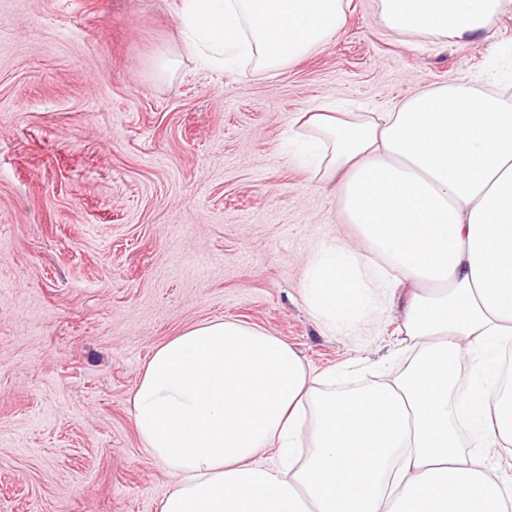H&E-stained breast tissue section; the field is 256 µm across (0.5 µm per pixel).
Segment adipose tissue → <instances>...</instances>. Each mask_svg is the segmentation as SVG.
Masks as SVG:
<instances>
[{
	"instance_id": "obj_1",
	"label": "adipose tissue",
	"mask_w": 512,
	"mask_h": 512,
	"mask_svg": "<svg viewBox=\"0 0 512 512\" xmlns=\"http://www.w3.org/2000/svg\"><path fill=\"white\" fill-rule=\"evenodd\" d=\"M398 36L466 41L512 0H376ZM345 0H182L184 41L208 63L277 69L339 31ZM311 150L344 172L339 201L372 252L315 249L304 293L328 325L369 323L408 289L415 355L397 377L338 394L283 339L207 320L156 347L133 398L136 433L170 473L161 512H512L483 453L512 446V101L458 82L373 116L308 112ZM478 451H464L458 420ZM280 463H258L265 449Z\"/></svg>"
}]
</instances>
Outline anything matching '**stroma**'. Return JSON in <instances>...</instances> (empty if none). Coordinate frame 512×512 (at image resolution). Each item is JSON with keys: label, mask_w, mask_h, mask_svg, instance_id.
<instances>
[{"label": "stroma", "mask_w": 512, "mask_h": 512, "mask_svg": "<svg viewBox=\"0 0 512 512\" xmlns=\"http://www.w3.org/2000/svg\"><path fill=\"white\" fill-rule=\"evenodd\" d=\"M345 2L329 43L265 71L205 66L181 0H0V512H159L172 477L132 399L195 323L257 326L318 372L361 362L339 391L405 368L403 298L330 331L304 295L315 248L367 246L299 117L460 81L512 97V11L459 43Z\"/></svg>", "instance_id": "1"}]
</instances>
